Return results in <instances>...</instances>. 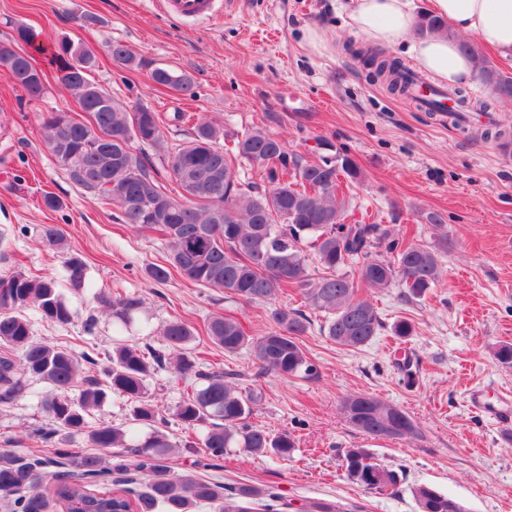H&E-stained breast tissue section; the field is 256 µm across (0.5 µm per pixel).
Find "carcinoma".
I'll return each mask as SVG.
<instances>
[{
	"label": "carcinoma",
	"instance_id": "1",
	"mask_svg": "<svg viewBox=\"0 0 512 512\" xmlns=\"http://www.w3.org/2000/svg\"><path fill=\"white\" fill-rule=\"evenodd\" d=\"M417 30L427 35L449 33L445 21L427 13L419 15ZM32 41L33 34L22 24L14 27L9 39L0 41V74L29 100L39 101L46 93L45 75L24 49ZM111 53L123 65H143L121 43L112 44ZM54 59L58 81L66 92H71L74 79L88 90L90 119L77 120L58 108L41 113L45 145L72 180L98 193L104 204L118 208L122 223L163 234L170 257L168 265L149 269L156 283H166L175 271L248 305L267 303L295 288L304 303L323 314L325 335L345 349L368 344L384 328L373 304L359 295L361 289L382 291L398 284L410 299L424 297L439 286L442 270L435 250L396 238L383 224L341 222L345 207L341 178L359 177L345 154L311 163L288 153L282 140L262 129L246 133L226 151L219 144L223 133L208 121L195 127L190 141L169 148L161 138L157 113L129 112L95 83L91 74L97 58L91 49L61 38ZM369 64L391 92L404 94L407 68L401 61L372 57ZM151 75L156 84L176 92L193 89L188 74L155 68ZM479 75L498 99L512 100V76L490 65L480 67ZM92 122L123 144L112 141L95 146L86 127ZM138 143L156 147L171 182L152 162L134 153ZM238 159L260 166L267 183L264 190L238 179ZM146 181L158 197L172 202L154 219L141 207ZM40 239L47 249L66 256L68 280L74 290H80L86 267L69 253L64 230L45 224ZM381 248L392 259L382 258ZM311 263L314 275L309 271ZM351 264L357 268L346 270ZM94 300L123 326L131 324L142 308L136 296L112 298L99 292ZM28 309L58 325L71 323L76 315L54 279L21 269L0 275V403L23 396L26 373L47 383L42 406L51 427L43 439L53 447L47 455L31 456L21 454L13 442L0 448V500L10 512H199L203 507L214 512H249L242 500L263 494L276 497L257 488L226 495L220 484L168 465L180 446L203 448L213 457L224 456L227 448H243L283 460L291 458L296 448L290 434L272 435L249 422L257 398L242 386L238 375L197 369L189 351L195 336L191 324L166 323L164 351L146 352L124 340L113 341L104 352L100 381L85 376V364L91 362L88 354L33 339L25 314ZM265 320L268 326L251 334L237 318L217 314L207 323V335L227 354L248 350L262 372L317 376L316 365L298 342L311 324L307 314L280 306L268 309ZM163 361L177 377L198 380L191 394L176 405L174 416L186 428L206 432L182 445L172 441L167 419L151 390L153 365ZM114 395L129 403V425L90 426L91 413ZM341 407L347 422L372 439L418 436L404 410L371 395H348ZM397 422L402 430L394 433L391 425ZM79 435L87 438L91 450L78 453L68 448V442ZM342 456L348 477L356 483L381 494L398 490L399 474L375 462L367 449L356 445L344 449ZM413 496L420 512H462L455 499L429 486L414 488Z\"/></svg>",
	"mask_w": 512,
	"mask_h": 512
}]
</instances>
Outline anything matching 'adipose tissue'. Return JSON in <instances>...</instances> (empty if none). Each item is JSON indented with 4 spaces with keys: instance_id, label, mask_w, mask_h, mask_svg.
Listing matches in <instances>:
<instances>
[{
    "instance_id": "ef3b65f1",
    "label": "adipose tissue",
    "mask_w": 512,
    "mask_h": 512,
    "mask_svg": "<svg viewBox=\"0 0 512 512\" xmlns=\"http://www.w3.org/2000/svg\"><path fill=\"white\" fill-rule=\"evenodd\" d=\"M427 11L443 18L452 36H414L412 0H350L347 18L371 46L405 48L419 70L451 85L468 84L475 71L474 58L459 50L456 35L473 36L512 58V0H428Z\"/></svg>"
}]
</instances>
